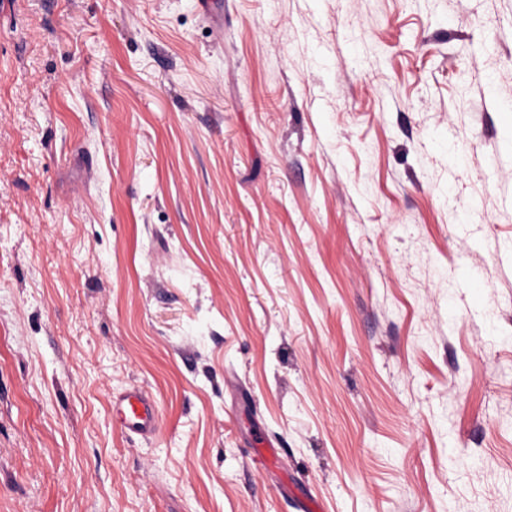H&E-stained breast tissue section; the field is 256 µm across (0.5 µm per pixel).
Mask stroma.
Instances as JSON below:
<instances>
[{
    "label": "stroma",
    "mask_w": 512,
    "mask_h": 512,
    "mask_svg": "<svg viewBox=\"0 0 512 512\" xmlns=\"http://www.w3.org/2000/svg\"><path fill=\"white\" fill-rule=\"evenodd\" d=\"M222 5L0 0V512H512V0ZM112 417L120 429L142 439L160 430V418L153 397L140 388H131L112 399ZM277 445L265 434L259 433L256 437L254 453L259 462L265 467H283L284 461L279 456Z\"/></svg>",
    "instance_id": "stroma-1"
}]
</instances>
